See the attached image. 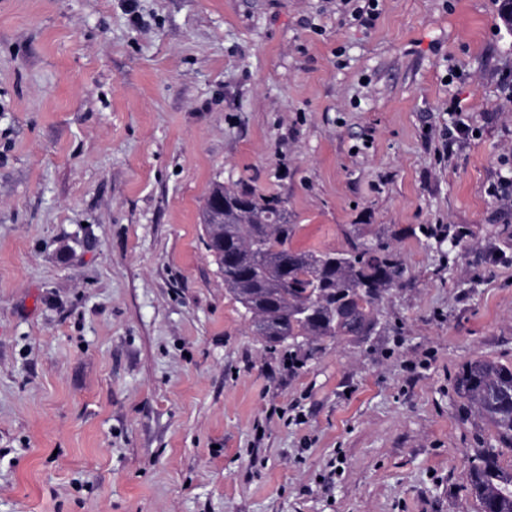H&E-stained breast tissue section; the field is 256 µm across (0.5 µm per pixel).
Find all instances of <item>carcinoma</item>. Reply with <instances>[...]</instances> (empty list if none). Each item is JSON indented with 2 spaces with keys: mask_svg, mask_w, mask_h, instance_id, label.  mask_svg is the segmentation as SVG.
I'll return each mask as SVG.
<instances>
[{
  "mask_svg": "<svg viewBox=\"0 0 512 512\" xmlns=\"http://www.w3.org/2000/svg\"><path fill=\"white\" fill-rule=\"evenodd\" d=\"M224 197L229 219L203 225L205 248L224 272V287L258 318L256 335L269 346L299 348L309 338L364 337L376 324V306L404 278L405 267L387 247L363 241L345 253L293 246L298 225L277 196L257 195L218 182L208 196ZM457 393L469 411L488 420L496 438L470 449L465 488L477 512H512V367L494 360L465 363Z\"/></svg>",
  "mask_w": 512,
  "mask_h": 512,
  "instance_id": "1",
  "label": "carcinoma"
}]
</instances>
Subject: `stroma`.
<instances>
[{
	"instance_id": "1",
	"label": "stroma",
	"mask_w": 512,
	"mask_h": 512,
	"mask_svg": "<svg viewBox=\"0 0 512 512\" xmlns=\"http://www.w3.org/2000/svg\"><path fill=\"white\" fill-rule=\"evenodd\" d=\"M0 0V512H476L454 390L512 364L500 0ZM470 125L454 135L458 115ZM380 241L370 336H254L213 182Z\"/></svg>"
}]
</instances>
